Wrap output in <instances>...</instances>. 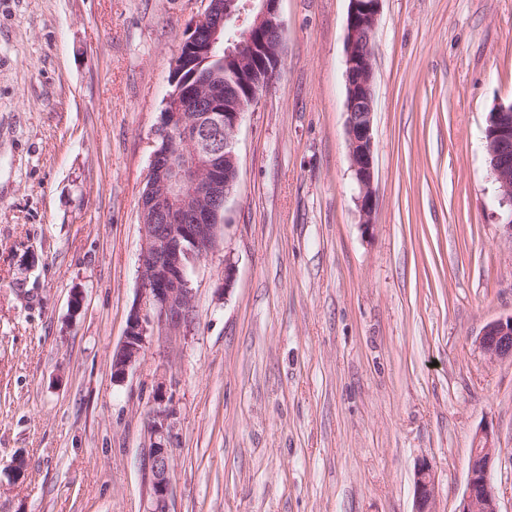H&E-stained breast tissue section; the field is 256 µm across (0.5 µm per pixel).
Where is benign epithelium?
Returning a JSON list of instances; mask_svg holds the SVG:
<instances>
[{"instance_id": "benign-epithelium-1", "label": "benign epithelium", "mask_w": 512, "mask_h": 512, "mask_svg": "<svg viewBox=\"0 0 512 512\" xmlns=\"http://www.w3.org/2000/svg\"><path fill=\"white\" fill-rule=\"evenodd\" d=\"M203 9L191 33L182 42L176 67L183 68L194 52L212 57L225 47L224 68L243 70L255 53L266 55L273 67L280 63L283 24L279 0H248L256 9L252 23L224 38V19L234 15L237 0H201ZM382 0H349L345 39L346 137L355 200L361 225H373L374 188V44ZM266 89L253 87L248 102L232 112L224 110V88L203 79L196 69L192 80L182 81L165 100L155 129L147 186L140 199L143 237L138 303L127 319L124 338L112 352V379L125 378L157 334L182 336L193 330L195 310L188 271L216 243L232 188L238 178L236 134L248 110ZM491 172L503 212L498 220L512 238V102L498 104L486 130ZM478 345L493 360L512 361V315L485 325ZM174 409L165 393L154 398L150 411L151 443L143 457L148 485V512H170L174 459L168 446ZM499 452L495 434L480 428L471 447L465 491L458 512H500L491 480ZM413 512H436V485L431 464L419 463L414 473Z\"/></svg>"}]
</instances>
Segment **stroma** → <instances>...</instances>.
Here are the masks:
<instances>
[{
    "instance_id": "1",
    "label": "stroma",
    "mask_w": 512,
    "mask_h": 512,
    "mask_svg": "<svg viewBox=\"0 0 512 512\" xmlns=\"http://www.w3.org/2000/svg\"><path fill=\"white\" fill-rule=\"evenodd\" d=\"M348 7L280 0L281 63L237 133L227 224L188 273L196 324L116 382L154 129L202 5L0 0V512H147L160 387L171 512H413L424 459L437 512H457L484 425L512 512V362L477 344L512 315L485 138L512 101V0H383L369 229L347 155Z\"/></svg>"
}]
</instances>
